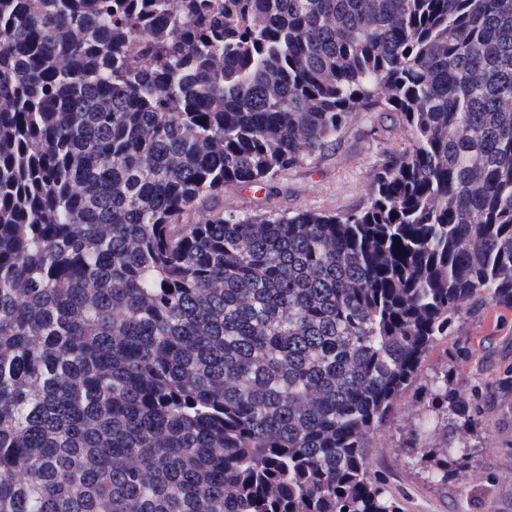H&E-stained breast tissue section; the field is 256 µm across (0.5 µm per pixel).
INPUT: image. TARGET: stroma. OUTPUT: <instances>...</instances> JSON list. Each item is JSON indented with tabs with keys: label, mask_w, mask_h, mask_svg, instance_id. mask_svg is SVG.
<instances>
[{
	"label": "stroma",
	"mask_w": 512,
	"mask_h": 512,
	"mask_svg": "<svg viewBox=\"0 0 512 512\" xmlns=\"http://www.w3.org/2000/svg\"><path fill=\"white\" fill-rule=\"evenodd\" d=\"M409 133L397 117L355 113L333 150L281 172L271 189L233 188L224 192V209L234 213L315 211L344 214L366 204L371 175L389 155L402 152ZM457 337L473 354L460 361L451 344L440 341L394 402V414L371 439L372 472L384 478L404 512H512V393L497 397L481 415L482 443L468 449L465 462L448 481L433 479L434 459L445 444L447 421L427 411L421 395L431 380L451 370L456 385L469 390L488 377L486 349L512 358V311L492 305L466 312L456 324ZM421 441L412 444L413 431Z\"/></svg>",
	"instance_id": "1"
}]
</instances>
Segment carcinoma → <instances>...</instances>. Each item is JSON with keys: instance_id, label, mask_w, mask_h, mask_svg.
I'll return each instance as SVG.
<instances>
[{"instance_id": "1", "label": "carcinoma", "mask_w": 512, "mask_h": 512, "mask_svg": "<svg viewBox=\"0 0 512 512\" xmlns=\"http://www.w3.org/2000/svg\"><path fill=\"white\" fill-rule=\"evenodd\" d=\"M357 112L410 133L366 204L224 213ZM487 305L512 0H0V512H403L371 438ZM508 392H425L441 478Z\"/></svg>"}]
</instances>
